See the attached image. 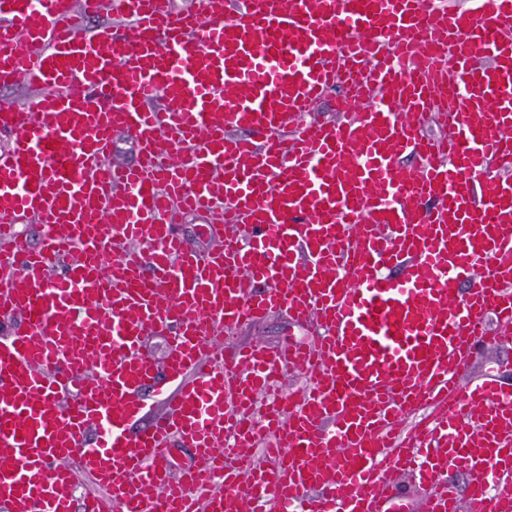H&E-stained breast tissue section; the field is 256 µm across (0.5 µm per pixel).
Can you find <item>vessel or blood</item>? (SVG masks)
Wrapping results in <instances>:
<instances>
[{"mask_svg":"<svg viewBox=\"0 0 512 512\" xmlns=\"http://www.w3.org/2000/svg\"><path fill=\"white\" fill-rule=\"evenodd\" d=\"M14 85L0 512H409V470L512 512V390L463 381L512 329V0H0ZM276 314L304 338L225 344ZM177 230L189 238L198 249L208 250L218 239L224 229L221 226L213 225L211 218L187 217L177 225Z\"/></svg>","mask_w":512,"mask_h":512,"instance_id":"obj_1","label":"vessel or blood"}]
</instances>
